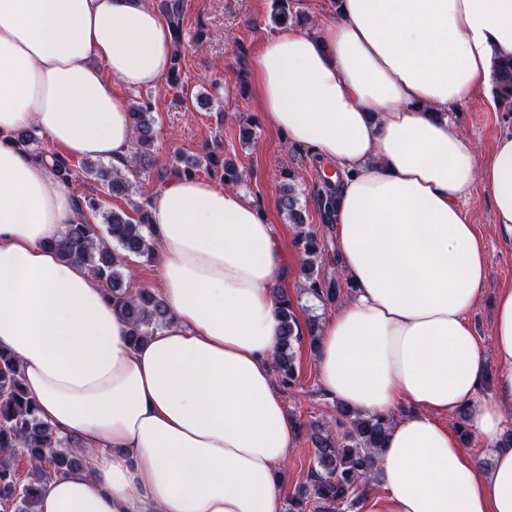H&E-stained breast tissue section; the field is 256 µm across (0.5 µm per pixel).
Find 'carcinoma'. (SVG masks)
Listing matches in <instances>:
<instances>
[{"instance_id": "obj_1", "label": "carcinoma", "mask_w": 512, "mask_h": 512, "mask_svg": "<svg viewBox=\"0 0 512 512\" xmlns=\"http://www.w3.org/2000/svg\"><path fill=\"white\" fill-rule=\"evenodd\" d=\"M162 10L175 31L177 46L166 82L178 90L181 88L176 71L181 43L179 0H163ZM493 79L497 102L512 112V58L494 62ZM151 112L152 104L147 100L132 105L134 144L123 171L112 165L92 163L77 171L66 157L36 150L39 138L34 128L14 132L10 140L37 157L50 158L57 177L63 182L69 183L80 175L90 176L101 182L107 194L124 195L136 191L126 172L132 170L138 174L145 170L139 163L146 160V149L156 139ZM336 189L337 185L324 182L316 190L325 224L335 221ZM299 195L290 174L278 200L279 210L288 223L300 227L295 243L304 255L308 293L321 301L333 302L338 292L336 281L319 274V264L328 247L320 244L317 233L306 227ZM82 203L87 212L103 213L106 235L99 234L96 225L84 219L68 225L62 238L51 242L49 247L65 261L88 268L103 283L128 323L129 340L135 346L170 322L164 301L144 288H132V276L127 273V258L150 257L156 251V241L146 238L143 232V227L150 224L149 197L133 204V217L124 212H102L103 204L97 196H86ZM280 335L274 370L282 386L290 388L296 380L295 345L302 339V328L288 299L280 310ZM334 424V430L324 423L315 426L311 434L314 445L311 467L306 481L288 499V512H348L367 494L376 472V451L392 423L386 416L365 415L340 405L336 407ZM18 455L30 465L25 484L17 480L14 471ZM86 465L74 443L56 436L55 430L37 416L35 400L23 386L14 356L0 350V506L7 508L13 504L15 512H39V486L58 474Z\"/></svg>"}]
</instances>
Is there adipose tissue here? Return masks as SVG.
<instances>
[{
	"label": "adipose tissue",
	"mask_w": 512,
	"mask_h": 512,
	"mask_svg": "<svg viewBox=\"0 0 512 512\" xmlns=\"http://www.w3.org/2000/svg\"><path fill=\"white\" fill-rule=\"evenodd\" d=\"M173 52L152 0H0V349L89 468L41 486L39 512H280L297 428L274 385L293 257L238 190L175 178L151 193L173 321L143 344L101 282L48 249L80 217L68 185L10 142L35 128L72 157L125 168L131 102ZM512 58V0H338L317 33L256 57L266 120L338 185L337 259L352 285L319 331L328 397L373 415L406 404L378 451L369 512H512V287L493 345L469 321L488 276L462 208L480 188L512 237V130L482 156L448 108ZM496 388L483 396L487 360ZM460 411L490 467L440 418Z\"/></svg>",
	"instance_id": "adipose-tissue-1"
}]
</instances>
